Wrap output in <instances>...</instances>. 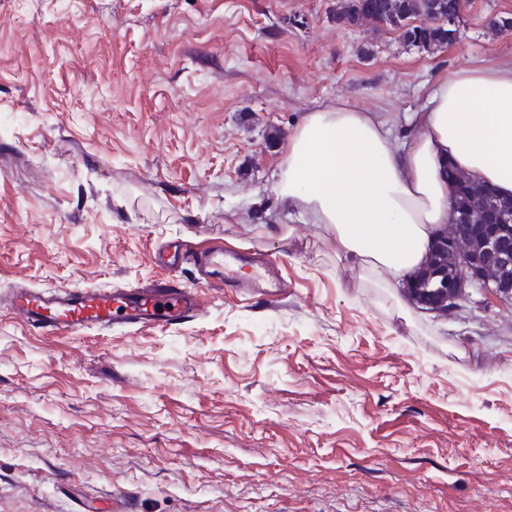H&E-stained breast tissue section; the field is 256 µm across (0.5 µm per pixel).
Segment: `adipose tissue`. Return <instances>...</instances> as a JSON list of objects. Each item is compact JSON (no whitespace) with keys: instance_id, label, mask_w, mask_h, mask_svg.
Returning a JSON list of instances; mask_svg holds the SVG:
<instances>
[{"instance_id":"ef3b65f1","label":"adipose tissue","mask_w":512,"mask_h":512,"mask_svg":"<svg viewBox=\"0 0 512 512\" xmlns=\"http://www.w3.org/2000/svg\"><path fill=\"white\" fill-rule=\"evenodd\" d=\"M411 122L399 143L389 118L342 102L317 108L289 134L274 183L374 288L398 287L422 266L455 194L447 166L512 197V62L436 77Z\"/></svg>"}]
</instances>
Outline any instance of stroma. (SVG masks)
<instances>
[{"instance_id":"obj_1","label":"stroma","mask_w":512,"mask_h":512,"mask_svg":"<svg viewBox=\"0 0 512 512\" xmlns=\"http://www.w3.org/2000/svg\"><path fill=\"white\" fill-rule=\"evenodd\" d=\"M337 0H0V296L167 275L166 241L261 249L281 294L181 284L163 330L0 315V512H512V307L440 317L361 281L273 186L338 101L404 118L512 60V0L427 53Z\"/></svg>"}]
</instances>
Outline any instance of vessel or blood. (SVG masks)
I'll use <instances>...</instances> for the list:
<instances>
[{"instance_id":"1","label":"vessel or blood","mask_w":512,"mask_h":512,"mask_svg":"<svg viewBox=\"0 0 512 512\" xmlns=\"http://www.w3.org/2000/svg\"><path fill=\"white\" fill-rule=\"evenodd\" d=\"M197 267L199 282L217 281L230 288H262L269 297L279 295L277 261L264 251L242 254L213 244L193 249L181 244L169 268H177L182 257ZM6 310L50 336L74 335L113 323L137 329H165L191 316L197 309L195 291L170 278L145 286L112 291L96 286L60 288L54 291L21 289L9 293Z\"/></svg>"}]
</instances>
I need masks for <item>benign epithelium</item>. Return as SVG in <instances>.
Listing matches in <instances>:
<instances>
[{
	"instance_id": "obj_1",
	"label": "benign epithelium",
	"mask_w": 512,
	"mask_h": 512,
	"mask_svg": "<svg viewBox=\"0 0 512 512\" xmlns=\"http://www.w3.org/2000/svg\"><path fill=\"white\" fill-rule=\"evenodd\" d=\"M433 251L448 254L450 270L437 273L434 282L424 287L417 278L407 286L422 309L446 316L466 304L477 307L486 297L512 304V282L489 277L493 270L512 267V217L492 212L486 223L477 224L454 210Z\"/></svg>"
}]
</instances>
